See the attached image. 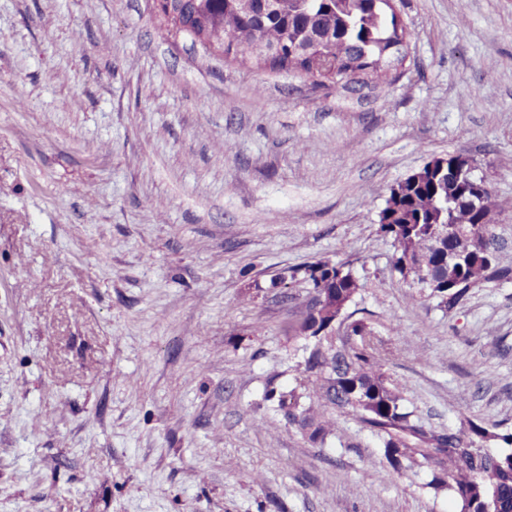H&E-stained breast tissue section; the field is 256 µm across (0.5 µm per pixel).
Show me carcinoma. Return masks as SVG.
<instances>
[{
    "instance_id": "1",
    "label": "carcinoma",
    "mask_w": 512,
    "mask_h": 512,
    "mask_svg": "<svg viewBox=\"0 0 512 512\" xmlns=\"http://www.w3.org/2000/svg\"><path fill=\"white\" fill-rule=\"evenodd\" d=\"M179 26L231 61L349 90L387 82L410 37L395 0H278L274 13L264 11L262 0L249 10L240 0H180L179 17L167 21L165 31L171 35ZM280 45L288 52L268 59L266 49ZM511 208V199L489 187L472 204L448 175L426 163L390 188L379 231L393 240L400 275L406 261H418L437 283L430 295L458 303L476 284L512 281V260L496 233L497 216ZM444 227L448 236L432 240L431 230ZM305 274L320 301L291 325L296 336L315 340L305 360L304 391L272 386L264 400L277 403L286 423L312 443L325 442L336 413L350 414L377 439L385 473H428L423 487L453 495L461 512H512V433L471 421L457 430L426 428L388 382L366 323L348 311L360 290L351 271L318 261ZM490 447L501 448L496 465L486 459Z\"/></svg>"
}]
</instances>
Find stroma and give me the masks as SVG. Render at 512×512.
<instances>
[{"instance_id": "35a3bbf8", "label": "stroma", "mask_w": 512, "mask_h": 512, "mask_svg": "<svg viewBox=\"0 0 512 512\" xmlns=\"http://www.w3.org/2000/svg\"><path fill=\"white\" fill-rule=\"evenodd\" d=\"M396 6L403 63L351 91L163 37L152 0H0V512H460L347 414L313 444L264 400L327 260L406 406L512 431V282L419 296L378 224L435 157L512 199V0Z\"/></svg>"}]
</instances>
